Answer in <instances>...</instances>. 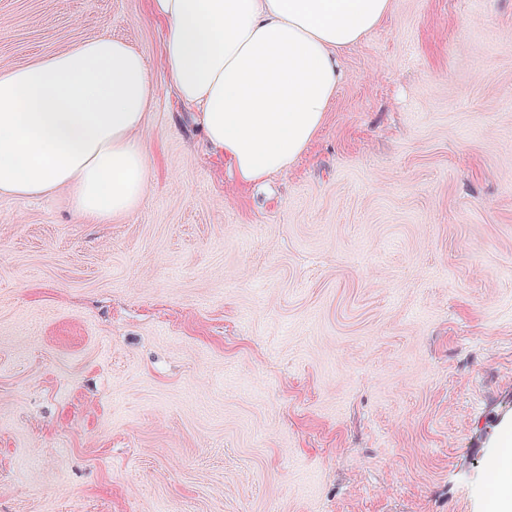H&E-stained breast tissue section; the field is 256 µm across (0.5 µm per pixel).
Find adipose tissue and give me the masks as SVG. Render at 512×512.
Returning a JSON list of instances; mask_svg holds the SVG:
<instances>
[{
	"label": "adipose tissue",
	"instance_id": "1",
	"mask_svg": "<svg viewBox=\"0 0 512 512\" xmlns=\"http://www.w3.org/2000/svg\"><path fill=\"white\" fill-rule=\"evenodd\" d=\"M166 26L162 64L198 110L236 179L286 171L322 126L339 52L391 12V0H150ZM153 96L145 59L106 35L0 74V193L67 187L93 222L128 211L148 169L136 137ZM489 468L492 512H512V427Z\"/></svg>",
	"mask_w": 512,
	"mask_h": 512
}]
</instances>
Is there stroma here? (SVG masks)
Listing matches in <instances>:
<instances>
[{
    "instance_id": "35a3bbf8",
    "label": "stroma",
    "mask_w": 512,
    "mask_h": 512,
    "mask_svg": "<svg viewBox=\"0 0 512 512\" xmlns=\"http://www.w3.org/2000/svg\"><path fill=\"white\" fill-rule=\"evenodd\" d=\"M147 62L140 202L0 194V512H490L512 423V0H392L242 185L149 0H0V73Z\"/></svg>"
}]
</instances>
